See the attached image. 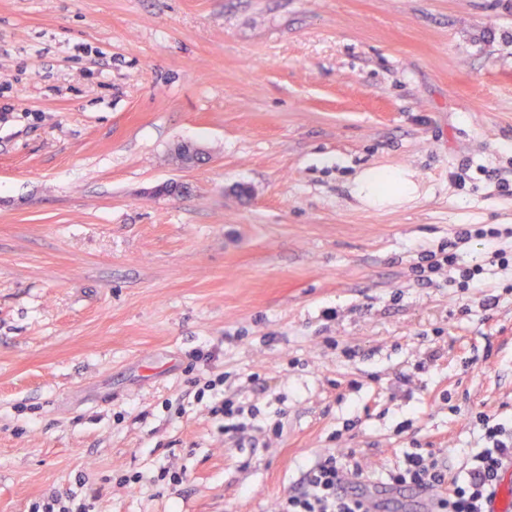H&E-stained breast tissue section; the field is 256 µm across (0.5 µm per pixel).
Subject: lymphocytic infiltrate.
Listing matches in <instances>:
<instances>
[{"instance_id":"f902f5d3","label":"lymphocytic infiltrate","mask_w":512,"mask_h":512,"mask_svg":"<svg viewBox=\"0 0 512 512\" xmlns=\"http://www.w3.org/2000/svg\"><path fill=\"white\" fill-rule=\"evenodd\" d=\"M480 241L486 264L462 267L458 264L460 247ZM416 283L430 286L435 275L457 271L456 293L465 296L470 289L485 287L486 265L501 269L512 266V227L481 224L453 231L439 251L419 248ZM222 373L204 380L195 393L197 400L212 396L209 412L222 422L225 440L242 447L246 434L253 431L255 408H244L233 396L220 395L219 389L230 380ZM481 431L482 446L468 453L461 466H450L440 449L412 442L403 452V463L373 478L365 475L354 451L330 453L315 459L303 473L293 494L279 500L276 512H366L363 500L376 493L380 501L410 491L430 495V512H489L491 495L506 466L512 464V420L480 410L471 417Z\"/></svg>"}]
</instances>
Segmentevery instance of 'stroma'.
I'll list each match as a JSON object with an SVG mask.
<instances>
[{"mask_svg":"<svg viewBox=\"0 0 512 512\" xmlns=\"http://www.w3.org/2000/svg\"><path fill=\"white\" fill-rule=\"evenodd\" d=\"M370 167L416 195L368 206ZM493 168L512 181V0H0V512H274L310 460L377 476L413 437L460 465L471 412L512 416V271L463 315L411 266L512 225ZM207 343L212 374L265 379L240 398L285 411L281 441L225 446ZM77 495L70 493L63 497L62 495H52L48 498L47 502L43 503L42 506L36 505L34 512H90L91 503H87V500H77ZM41 509V510H40Z\"/></svg>","mask_w":512,"mask_h":512,"instance_id":"35a3bbf8","label":"stroma"}]
</instances>
